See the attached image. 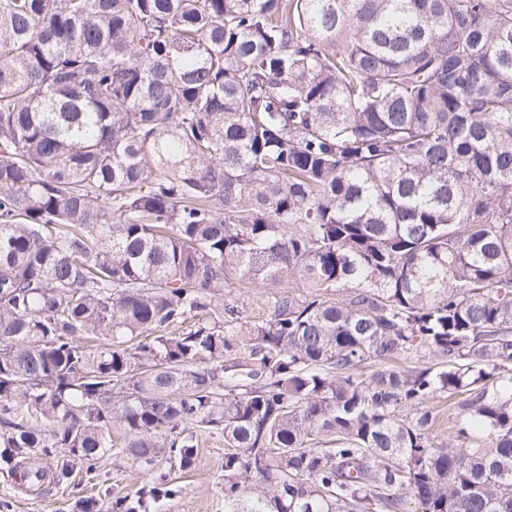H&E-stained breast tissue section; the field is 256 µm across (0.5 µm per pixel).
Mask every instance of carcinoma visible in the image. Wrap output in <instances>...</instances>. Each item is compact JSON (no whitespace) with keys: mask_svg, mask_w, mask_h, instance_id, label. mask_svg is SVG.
Instances as JSON below:
<instances>
[{"mask_svg":"<svg viewBox=\"0 0 512 512\" xmlns=\"http://www.w3.org/2000/svg\"><path fill=\"white\" fill-rule=\"evenodd\" d=\"M199 429L224 512H512V0H0V459L150 512ZM279 291H282V288H264L251 285L234 288L230 293L224 290V297L219 300L221 304L216 308L213 316L224 320V315L227 317L224 314L225 304H230V306L233 305L235 307L238 312L237 314L242 319H261L268 314L271 302L274 300L273 296L279 293Z\"/></svg>","mask_w":512,"mask_h":512,"instance_id":"1","label":"carcinoma"}]
</instances>
